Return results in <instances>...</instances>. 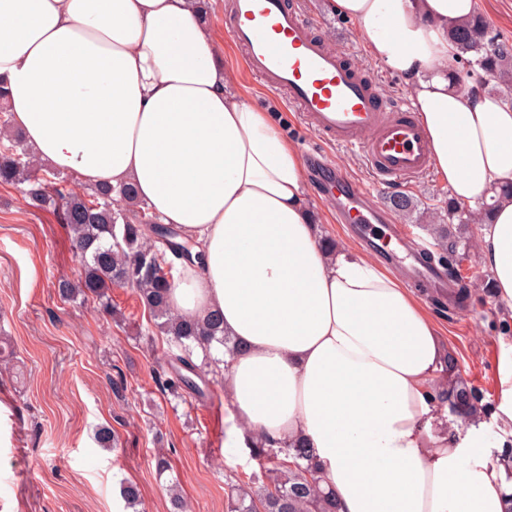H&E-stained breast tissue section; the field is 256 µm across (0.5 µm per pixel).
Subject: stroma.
Instances as JSON below:
<instances>
[{
    "label": "stroma",
    "instance_id": "obj_1",
    "mask_svg": "<svg viewBox=\"0 0 512 512\" xmlns=\"http://www.w3.org/2000/svg\"><path fill=\"white\" fill-rule=\"evenodd\" d=\"M226 3L211 0L209 19L237 88L271 112L300 154H330L349 178L370 182L361 154L313 135L284 92L247 73L243 52L224 25ZM299 3L316 19L326 43L372 76L383 94L408 98L402 79L369 57L353 22L328 12L324 0ZM309 191L321 235L355 246L349 225L336 221L335 201L323 187L313 184ZM397 194L412 196L416 207L408 213L391 209L392 220L432 248L431 227L445 213L447 186L434 173L409 185L392 184L379 200L389 206ZM463 271L471 289L464 307L431 298L425 305L456 373L493 407L507 389L501 361L512 357V318L498 297L481 287L490 272L479 251H471ZM76 273L67 226L28 205L13 188L0 186V339L15 350L11 362L0 361V387L11 400L8 412L0 414V512H127L120 496L124 480L139 487L140 512H169L173 481L189 512H227L230 481L249 476L258 465L249 449L232 445L221 383H211L207 397L189 394L171 402L157 385L169 370L167 345L148 334V312L126 288L112 291L124 316L119 323L102 316L93 301L61 300L56 281ZM102 426L115 433V450L96 443L95 431ZM161 451L171 469L160 475L154 458Z\"/></svg>",
    "mask_w": 512,
    "mask_h": 512
}]
</instances>
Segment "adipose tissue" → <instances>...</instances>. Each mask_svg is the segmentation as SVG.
<instances>
[{"mask_svg": "<svg viewBox=\"0 0 512 512\" xmlns=\"http://www.w3.org/2000/svg\"><path fill=\"white\" fill-rule=\"evenodd\" d=\"M402 77L451 196L512 184V105L452 79L449 29L474 0H328ZM0 84L35 157L91 187L134 186L195 259L170 307L220 314L211 347L236 426L312 448L339 512H512L482 424L455 434L434 399L443 357L422 301L367 253L326 250L305 163L232 88L195 0H0ZM479 250L512 308V198Z\"/></svg>", "mask_w": 512, "mask_h": 512, "instance_id": "1", "label": "adipose tissue"}]
</instances>
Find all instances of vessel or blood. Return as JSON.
<instances>
[{"mask_svg":"<svg viewBox=\"0 0 512 512\" xmlns=\"http://www.w3.org/2000/svg\"><path fill=\"white\" fill-rule=\"evenodd\" d=\"M227 29L243 51L248 71L267 86L287 92L288 103L309 129L330 142L357 149L372 172L374 188L349 180L335 165L319 159L314 181L336 187V207L344 221L366 227L373 250L385 254L392 240L408 230L391 221L376 204L375 190L409 183L434 167L426 133L408 103L386 98L373 79L356 69L347 54L329 49L311 19L294 0H231ZM408 282L430 290L447 278L418 253L408 255Z\"/></svg>","mask_w":512,"mask_h":512,"instance_id":"b4317fda","label":"vessel or blood"}]
</instances>
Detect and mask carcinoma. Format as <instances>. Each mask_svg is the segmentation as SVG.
Listing matches in <instances>:
<instances>
[{"mask_svg": "<svg viewBox=\"0 0 512 512\" xmlns=\"http://www.w3.org/2000/svg\"><path fill=\"white\" fill-rule=\"evenodd\" d=\"M448 37L460 48L467 75L495 79L505 88L504 99L511 101L512 43L496 37L477 12L453 26ZM0 185L13 187L34 207L53 212L68 226L80 273L76 279L57 281L58 296L68 302L90 298L102 313L112 316L118 314L112 306V288L131 289L149 313L154 333L166 337L169 345L172 372L160 378L161 390L174 397L184 392L204 395L209 386V349L214 342L226 346L231 340L224 337L223 317L214 315L201 322L169 307L175 261L190 258V247L177 241L175 227L159 223L142 209L132 187L116 192L77 190L74 181L36 161L18 133L0 144ZM493 207L486 202L474 210L448 200V223L436 228L435 250L426 253L461 283L462 298L467 296L468 283L461 274V261L469 256L473 226L488 217ZM435 400L464 421L487 408L482 395L461 380L436 390ZM250 452L262 458L260 473L231 487L227 512H338L336 497L320 485L310 449L294 444L285 449L283 460L274 448ZM120 495L132 507L139 502L140 490L123 481Z\"/></svg>", "mask_w": 512, "mask_h": 512, "instance_id": "cac0c4a2", "label": "carcinoma"}]
</instances>
